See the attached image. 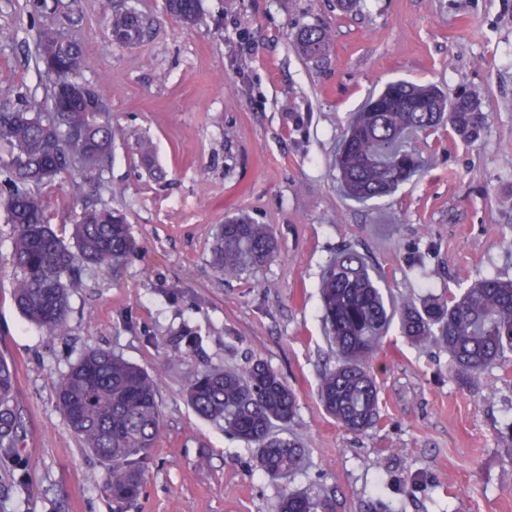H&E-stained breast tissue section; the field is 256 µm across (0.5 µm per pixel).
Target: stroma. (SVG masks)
<instances>
[{
    "label": "stroma",
    "mask_w": 512,
    "mask_h": 512,
    "mask_svg": "<svg viewBox=\"0 0 512 512\" xmlns=\"http://www.w3.org/2000/svg\"><path fill=\"white\" fill-rule=\"evenodd\" d=\"M157 20L137 47L113 43L110 0H0V102L45 101L38 38L52 28L83 48L76 78L108 90L124 130L94 183L69 173L40 186L46 216L70 239L84 208L123 210L135 253L116 271L84 272L66 329L49 336L13 300L12 232L0 211V355L16 368L23 480L0 470V512H274L280 493L331 497L336 512H512V366L457 386L447 351L391 325L375 367L380 420L356 434L318 401L336 355L323 337L321 276L352 248L395 301L448 296L485 276L512 279V0H201L185 29L164 0H132ZM305 24L333 34L330 56L301 57ZM471 94L488 120L477 140L439 125L410 141L424 172L362 205L337 183L336 146L354 112L388 82ZM151 141L143 161L135 138ZM244 214L275 231L272 263L227 279L211 265L215 233ZM199 337L188 346L186 335ZM103 348L163 373L160 438L139 499L113 502L102 465L56 406L55 384ZM260 360L297 394L293 419L309 462L274 479L256 450L197 416L190 378Z\"/></svg>",
    "instance_id": "1"
}]
</instances>
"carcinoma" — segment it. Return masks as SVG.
<instances>
[{"label":"carcinoma","mask_w":512,"mask_h":512,"mask_svg":"<svg viewBox=\"0 0 512 512\" xmlns=\"http://www.w3.org/2000/svg\"><path fill=\"white\" fill-rule=\"evenodd\" d=\"M165 9L185 27L201 17L200 0H166ZM106 26L113 42L136 46L153 36L156 20L137 7L131 12L114 8ZM331 43V31L318 24L301 27L294 40L308 59L327 56ZM56 55V63L38 56L40 82L51 104L83 64L74 40L56 43ZM486 120L467 94L450 112L448 99L433 87L406 80L388 83L356 113L342 137L336 167L346 194L357 201L380 199L414 176L421 158L401 145L405 135L446 122L474 141ZM122 137V129L79 102L59 120L50 112L0 103V169L10 183L6 214L13 233L8 247L17 272L13 299L24 319L49 336L65 330L70 288L81 268L119 269L136 245L126 215L108 206L85 209L74 225L73 244L65 243L45 222L43 198L28 186L51 182L69 169L73 144L94 159L93 168H78L84 181H93ZM212 253L215 271L236 277L274 261L278 250L270 225L240 215L219 227ZM320 290L323 328L336 365L323 373L318 398L349 431L365 433L379 420L373 363L383 332L395 319L408 340L448 350L452 377L461 387L487 368L512 361L510 279L482 277L450 299L431 295L398 304L379 287L365 258L347 248L325 269ZM160 383V372H148L105 349L83 354L56 383L59 410L82 447L105 465L106 489L118 502L132 504L142 493L151 450L162 432ZM186 394L199 416L255 445L266 474L288 478L297 470L306 449L272 432L274 423L293 418L296 395L268 365L256 361L241 373L206 370L190 379ZM21 427L16 370L0 358V468L11 473L27 467L17 452ZM275 512H334V504L330 497L288 490L278 498Z\"/></svg>","instance_id":"cac0c4a2"}]
</instances>
